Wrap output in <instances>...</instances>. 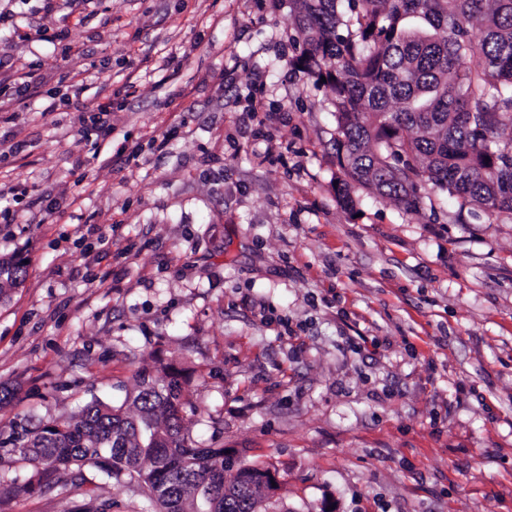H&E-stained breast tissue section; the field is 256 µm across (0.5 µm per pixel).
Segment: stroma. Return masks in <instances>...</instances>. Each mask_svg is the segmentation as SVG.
<instances>
[{"label":"stroma","mask_w":512,"mask_h":512,"mask_svg":"<svg viewBox=\"0 0 512 512\" xmlns=\"http://www.w3.org/2000/svg\"><path fill=\"white\" fill-rule=\"evenodd\" d=\"M291 7L0 0V66L41 76L0 106V258L26 262L0 300V512H150L91 466L24 492L7 438L161 362L226 478L276 468L266 512H512V218L429 185L416 214L345 212Z\"/></svg>","instance_id":"1"}]
</instances>
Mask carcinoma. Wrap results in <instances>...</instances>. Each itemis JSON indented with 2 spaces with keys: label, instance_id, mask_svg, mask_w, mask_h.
Wrapping results in <instances>:
<instances>
[{
  "label": "carcinoma",
  "instance_id": "cac0c4a2",
  "mask_svg": "<svg viewBox=\"0 0 512 512\" xmlns=\"http://www.w3.org/2000/svg\"><path fill=\"white\" fill-rule=\"evenodd\" d=\"M297 64L326 78L336 117L337 196H386L417 213L420 186L512 216V0H291ZM479 34H474V27ZM24 264L0 258V298ZM136 373L119 407L98 398L73 421L25 429L13 447L38 486L95 466L128 475L155 512H261L271 468L224 481V447L199 448L183 379Z\"/></svg>",
  "mask_w": 512,
  "mask_h": 512
}]
</instances>
